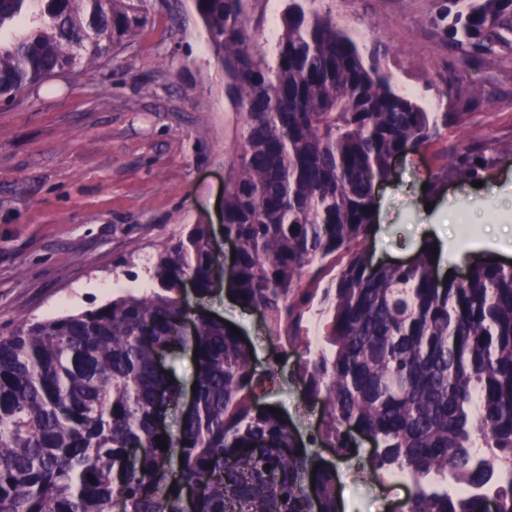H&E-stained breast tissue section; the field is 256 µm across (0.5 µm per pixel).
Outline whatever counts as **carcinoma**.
<instances>
[{
  "label": "carcinoma",
  "mask_w": 512,
  "mask_h": 512,
  "mask_svg": "<svg viewBox=\"0 0 512 512\" xmlns=\"http://www.w3.org/2000/svg\"><path fill=\"white\" fill-rule=\"evenodd\" d=\"M118 2L0 0V99L99 66L138 24ZM192 2L240 117L224 193L231 289L264 312L277 355L305 346L301 380L325 409L311 442L344 453L368 437L375 470L411 478L408 512H485L488 500L512 512V267L480 261L442 280L431 243L409 265L364 250L374 184L448 113L396 92L315 0H288L272 54L251 0ZM488 164L466 150L452 173L476 181ZM211 243L210 225L193 224L158 252L153 288L0 336V512H189L185 489L201 481L196 512H338L336 472L263 404L275 370L255 374L216 318L181 325L184 280L212 292ZM328 268L323 287L301 286ZM314 311L326 332L313 351ZM175 347L198 352L195 407L161 435L157 416L183 396L157 369Z\"/></svg>",
  "instance_id": "obj_1"
}]
</instances>
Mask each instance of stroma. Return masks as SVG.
<instances>
[{
    "mask_svg": "<svg viewBox=\"0 0 512 512\" xmlns=\"http://www.w3.org/2000/svg\"><path fill=\"white\" fill-rule=\"evenodd\" d=\"M469 0H318L398 92L448 115L431 144L397 159L379 188L373 263L412 259L430 238L441 262L512 261V0L476 34L462 35ZM141 20L92 73L75 70L0 103V332L146 290L148 268L192 224L210 225L219 250L225 177L237 141L224 74L191 0H130ZM482 149L494 163L484 193L436 180L452 153ZM240 330L258 374L276 370L267 403L288 416L307 451L336 469L350 512H392L411 484L373 472L358 439L347 459L312 444L321 403L299 380L302 358L275 359L267 320L223 292L200 298Z\"/></svg>",
    "mask_w": 512,
    "mask_h": 512,
    "instance_id": "35a3bbf8",
    "label": "stroma"
}]
</instances>
